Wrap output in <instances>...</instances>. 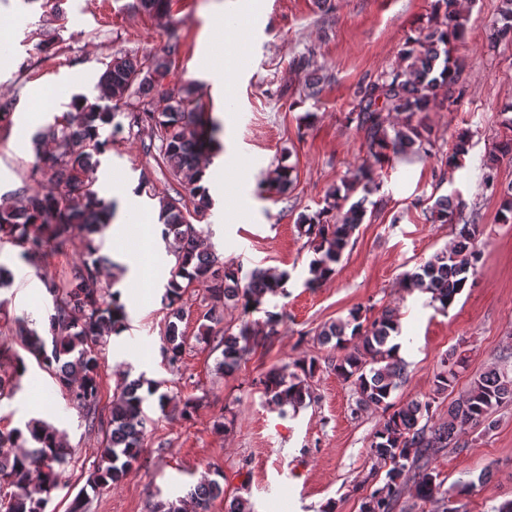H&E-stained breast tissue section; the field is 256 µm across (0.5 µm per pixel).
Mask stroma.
Masks as SVG:
<instances>
[{
    "instance_id": "stroma-1",
    "label": "stroma",
    "mask_w": 512,
    "mask_h": 512,
    "mask_svg": "<svg viewBox=\"0 0 512 512\" xmlns=\"http://www.w3.org/2000/svg\"><path fill=\"white\" fill-rule=\"evenodd\" d=\"M225 0H171L169 13L148 14L136 0H0V27L8 41L0 56V97L15 103L10 130L0 132V196L20 202L22 191L37 190L33 154L19 153L17 131L34 133L40 123L62 112L77 93L92 94L107 57L114 52L145 55L179 41L169 84H194L206 112L220 122L227 156H215L208 173L212 208L203 218L225 263L249 271L256 267L288 272L282 294L267 298L250 322L263 324L267 312H285L276 334L259 337L241 368L232 374L216 369L221 356L213 340L198 334V314L205 310L202 291L185 294L190 316L181 328L187 343L177 368L166 364L162 348L167 310L161 298L175 265L163 241H156L146 261L152 278L133 287L123 274L130 260L121 237L105 232L101 252L112 265L107 282L122 293L127 329L108 337L100 353L101 403L110 405L125 376L146 375L162 381L169 395L193 397L199 405L190 419L161 412L156 398L144 408L150 417L144 449L131 473L118 486L91 494L87 512H152L159 497L183 495L199 482L222 478L224 494L209 512H224L225 497H247L254 512H359L355 486L375 465L369 443L382 414L354 412L353 386L338 378L328 362L336 352L318 333L327 324L363 306L380 313L391 307L401 315L406 379L391 400L401 403L430 394L434 374L450 353L466 359V369L452 392L434 404L435 418L470 381L512 357V223L498 218L501 188L512 183V158L499 157L512 139L502 123V109L512 102V39L490 43L487 27L498 15L500 0H467L469 18L455 53L464 62V95L449 105L447 89L437 92L430 111L420 119L432 143L431 154L405 163L392 161L379 175L384 205L366 217L353 243L320 287H306L315 253L298 218L322 207L326 195L340 187L368 155L362 133L350 120L355 90L363 78L396 67L411 37L430 24L434 0H262L244 21L223 18ZM54 42L52 54L38 51ZM312 53L305 69L293 59ZM240 56L232 71L218 61ZM56 89L52 111L31 117L29 98L39 86ZM313 113L305 123V113ZM469 150L459 169L445 158L461 133ZM497 156V189L481 182L482 166ZM293 170L287 193L258 190V182L276 165ZM148 172L158 192L175 194L180 185L160 169L138 136L117 140L97 170L102 197L115 202L127 219L155 214V203L140 195L127 204L121 185L137 184ZM120 187H113V180ZM459 194L466 212L476 214L482 259L474 284L447 310L429 295L402 286L407 272L454 240L457 225L431 223L419 198ZM13 244H0V261L14 273L11 288L0 291V332L16 315L30 313L47 327L52 310L43 274L64 276L83 255L81 237L60 252L46 254L39 266L18 258ZM316 359L309 380L314 399L297 413L281 415L268 405L258 383L273 367L298 359ZM32 417L52 423L72 450L62 471V490L46 512H67L70 501L86 488L100 456L103 431L88 428L79 412L61 395L51 376L28 360L21 388L0 399V430L23 426ZM491 431L466 429L467 451L443 450L433 462L446 485L475 482L459 497L461 512H488L512 499V403L494 415Z\"/></svg>"
}]
</instances>
